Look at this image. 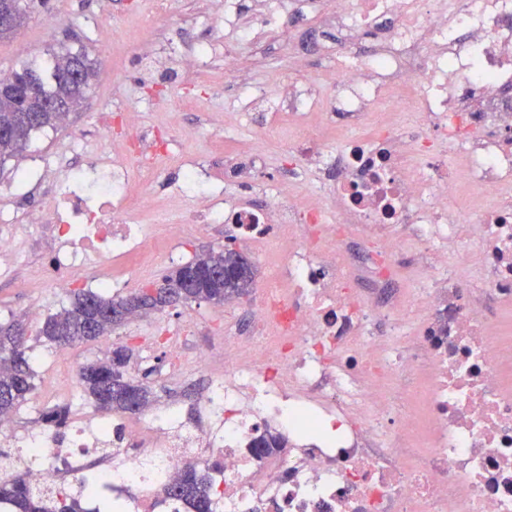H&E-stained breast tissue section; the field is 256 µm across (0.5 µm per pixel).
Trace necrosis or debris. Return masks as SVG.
<instances>
[{
    "label": "necrosis or debris",
    "instance_id": "4bbe7bcc",
    "mask_svg": "<svg viewBox=\"0 0 512 512\" xmlns=\"http://www.w3.org/2000/svg\"><path fill=\"white\" fill-rule=\"evenodd\" d=\"M303 3L266 0L257 25L244 28L240 0H224L210 23L237 31L236 42L181 44L170 61L191 74L219 58L225 80L241 83V50L259 32L286 35ZM322 18L339 35L334 64L275 98L251 87L245 106L294 128L296 172L335 178L284 201L233 205L223 181L188 159L171 191L191 205L166 225L168 240L190 237L201 217L245 242L276 239L283 251L256 290L248 334L225 327L221 344L187 358L189 323L153 320L135 331L143 353L175 359L161 367L163 380L210 375L200 405L208 426L186 425L172 404L132 423L92 414L60 429L40 419L21 431L1 415L0 446L22 449L32 485L55 493L94 478L90 507L109 497L119 512H192L164 489L216 459L211 489L224 512H512V338L490 323L512 309V0H332ZM323 95L361 136L316 132ZM411 97L415 120L395 122ZM124 120L135 165L79 139L53 178L45 165H19V185L44 183L47 206L0 212V282H19L23 223L28 246L49 257L44 278L66 289L78 274L119 288L108 268L136 259L151 239L152 225L137 216L171 145L142 137L136 108ZM90 152L95 163L76 164ZM449 153L462 171L449 169ZM480 199L477 221L458 223L462 205ZM356 224L378 228L366 262L379 286L410 253L431 287L382 307L366 299L343 254ZM451 254L460 264L449 265ZM390 385L402 389L395 409ZM269 434L285 446L257 456L253 441Z\"/></svg>",
    "mask_w": 512,
    "mask_h": 512
}]
</instances>
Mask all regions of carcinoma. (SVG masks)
<instances>
[{"label":"carcinoma","instance_id":"obj_1","mask_svg":"<svg viewBox=\"0 0 512 512\" xmlns=\"http://www.w3.org/2000/svg\"><path fill=\"white\" fill-rule=\"evenodd\" d=\"M47 4L48 0H0V11H21L27 19L36 7ZM70 71L94 75V62L85 47L64 48L42 58L34 57L12 72L14 82H0V130L13 132V138L0 139V165L7 158L21 155L34 134L56 129L65 116L81 106L90 83L69 78ZM240 258L239 252L210 251L173 270L163 281L174 286L192 277L195 287L189 289L183 302L222 305L249 294L254 284L250 273L243 272L237 287L228 288L224 279L200 276L198 272L212 264L235 266ZM149 289L147 285L126 297L78 291L67 305L45 319L37 338L56 346L95 341L110 335L132 317L172 305L165 289H158L154 295L149 294ZM129 362V349L117 346L105 360L86 364L79 371L82 392L106 414L128 412L131 394L135 395L140 412L151 402V388L129 377ZM34 378L21 325H0V413L13 412L27 401L34 391ZM284 444L283 438L270 436L256 440L252 447L256 453L265 454ZM167 494L189 501L194 512H216L207 476L193 468L177 474L169 483ZM2 498L11 502L12 512H83L77 499L62 495L49 500L20 473L0 479Z\"/></svg>","mask_w":512,"mask_h":512}]
</instances>
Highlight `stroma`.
<instances>
[{"label":"stroma","mask_w":512,"mask_h":512,"mask_svg":"<svg viewBox=\"0 0 512 512\" xmlns=\"http://www.w3.org/2000/svg\"><path fill=\"white\" fill-rule=\"evenodd\" d=\"M207 8L208 0H174L168 25L174 31L176 41L188 44L218 39V31L206 21ZM48 15L54 17V27H45L44 18ZM151 17L152 0H49L46 11L31 14L15 33L0 38V70L7 72L19 68L26 58L63 45L86 47L97 62L98 74L81 109L56 130L34 135L30 154L56 160L63 154L65 144L78 134L89 142L105 143L111 149L113 159H124L130 148L128 134L120 123L110 122L109 116L133 102L146 130L166 131L173 139V152L161 163L160 179L154 186V195L162 199L163 204L145 210L141 215L143 223L162 226L172 214L183 210V202L169 196L170 186L180 179L183 161L210 156L215 150L223 153L221 177L238 202H262L268 188L282 194L302 190L304 183L290 172L285 154L286 143L293 138V131L284 123L271 125L265 113L243 111L240 88L223 83L222 60H214L188 83L180 70L172 65L150 67L134 54V47L146 36L145 26ZM104 25L112 30V41L106 46L97 37L98 29ZM289 34L300 41L315 39L317 48L310 53L307 69L312 74H319L328 62L325 49L336 44L335 29L323 26L320 15L307 12L302 23L292 27ZM21 40L27 43V52L23 55L15 51L16 43ZM241 66L251 82L260 84L273 95L282 83L294 79L297 74V65L289 59L283 42L273 38L244 49ZM186 94L199 98L200 104L195 110H177L178 99ZM206 122L220 129L221 140H212L207 133L191 142L184 140V129ZM15 181L16 161L9 158L0 165V210L17 213L38 207L41 203L39 193L30 188L14 191ZM371 239V229L360 227L352 231L344 243L348 258L361 268L357 281L359 291L380 302L399 291L414 293L427 287L425 273L416 269L411 256L407 255L401 260L395 284L387 289L378 288L364 270L365 245ZM227 244L233 245L252 262L256 283H263L281 262L275 247L260 250L239 240L231 242L225 237L223 227L205 224L183 244L155 238L132 272L129 289L134 292L145 285L159 283L174 268ZM21 275L28 280V287L14 288L0 283V322H21L29 346L37 348L41 345L35 336L38 323L29 316L30 304L41 303L44 314L49 315L66 305L69 296L60 292L56 283L42 277L37 259H30ZM253 301V296L247 295L224 307L207 302L179 303L165 308L160 316L165 320L193 316L202 328V337L206 338L223 335L224 312L229 309L236 313L237 326L244 333L249 328L248 310ZM117 345L131 348L133 359L139 363L137 378L152 387L154 400L177 401L187 417H195L197 402L208 385L207 376L192 373L182 385L163 386L157 378L158 365L142 354L138 340L117 331L110 336L108 345L97 341L77 344L69 347L64 357L48 369L37 371V392L51 381L77 380L83 365L105 358L109 347ZM37 392L20 409L18 428L30 426L37 415Z\"/></svg>","instance_id":"35a3bbf8"}]
</instances>
